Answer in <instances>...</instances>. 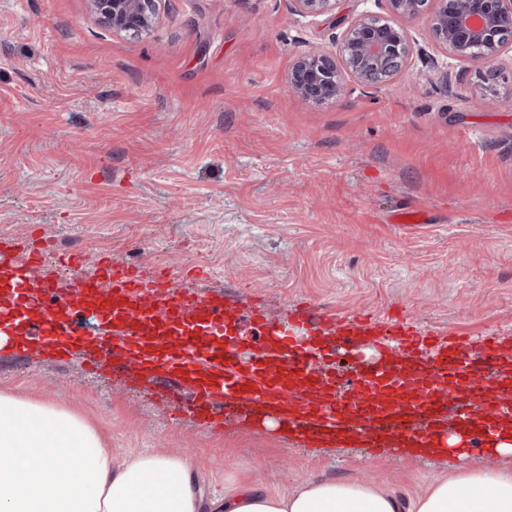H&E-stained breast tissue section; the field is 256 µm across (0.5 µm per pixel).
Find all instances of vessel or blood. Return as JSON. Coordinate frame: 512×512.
Listing matches in <instances>:
<instances>
[{"label":"vessel or blood","instance_id":"b4317fda","mask_svg":"<svg viewBox=\"0 0 512 512\" xmlns=\"http://www.w3.org/2000/svg\"><path fill=\"white\" fill-rule=\"evenodd\" d=\"M77 269L68 291L43 276L44 256L29 240L0 252V317L13 315L23 353L82 355L113 374L162 379L190 391L200 425L256 430L275 417L286 439L325 448H430L454 431L486 448L512 426V343L458 329L432 341L428 331L371 313L346 314L294 304L287 320L298 335L266 331L250 353L230 334L236 307L222 295L173 284L161 264L123 265L61 255ZM351 358L354 377L341 390L321 364Z\"/></svg>","mask_w":512,"mask_h":512}]
</instances>
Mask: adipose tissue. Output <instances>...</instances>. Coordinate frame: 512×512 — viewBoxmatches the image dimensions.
I'll return each instance as SVG.
<instances>
[{"label":"adipose tissue","instance_id":"obj_1","mask_svg":"<svg viewBox=\"0 0 512 512\" xmlns=\"http://www.w3.org/2000/svg\"><path fill=\"white\" fill-rule=\"evenodd\" d=\"M34 420L21 435L17 423ZM79 450L61 468L44 434ZM494 469L451 466L420 494L398 495L356 480L310 479L287 492L251 485L196 492L177 453H139L113 464L102 433L81 416L0 389V512H512V440Z\"/></svg>","mask_w":512,"mask_h":512}]
</instances>
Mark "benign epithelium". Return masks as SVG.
Segmentation results:
<instances>
[{
    "label": "benign epithelium",
    "instance_id": "7a95c632",
    "mask_svg": "<svg viewBox=\"0 0 512 512\" xmlns=\"http://www.w3.org/2000/svg\"><path fill=\"white\" fill-rule=\"evenodd\" d=\"M163 0H89L97 20L113 32L142 37L153 28ZM295 12L317 18L337 0H293ZM386 13L353 18L330 49L300 55L288 72V91L303 102L335 103L354 81L377 88L410 65L412 49L405 20L427 19L436 43L457 60L474 61L482 89L495 91L498 59L512 45V0H385Z\"/></svg>",
    "mask_w": 512,
    "mask_h": 512
}]
</instances>
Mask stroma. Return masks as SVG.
<instances>
[{
  "instance_id": "1",
  "label": "stroma",
  "mask_w": 512,
  "mask_h": 512,
  "mask_svg": "<svg viewBox=\"0 0 512 512\" xmlns=\"http://www.w3.org/2000/svg\"><path fill=\"white\" fill-rule=\"evenodd\" d=\"M367 10L385 6L338 0L311 20L292 0H166L137 39L100 25L88 0H0V249L88 241L260 306L275 328L308 301L512 338V88L480 93L476 66L442 54L420 19L402 77L350 84L333 104L288 91L293 61ZM409 201L427 223H389ZM0 389L79 413L115 461L180 451L205 494L312 477L407 496L448 472L427 456L303 448L275 427L221 436L159 407L155 382L11 347Z\"/></svg>"
}]
</instances>
